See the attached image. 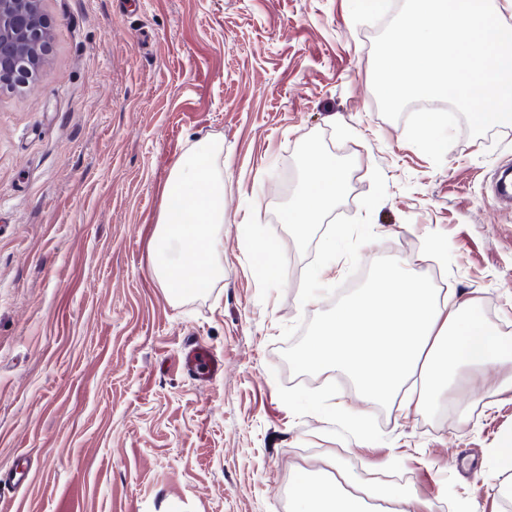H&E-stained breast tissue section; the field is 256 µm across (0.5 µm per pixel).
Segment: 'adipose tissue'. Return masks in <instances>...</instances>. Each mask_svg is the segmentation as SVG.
<instances>
[{"mask_svg":"<svg viewBox=\"0 0 512 512\" xmlns=\"http://www.w3.org/2000/svg\"><path fill=\"white\" fill-rule=\"evenodd\" d=\"M346 170L335 156L310 147L285 223H322L344 196ZM158 224L151 268L169 295L182 299L209 288L222 273V143L196 142L174 163ZM380 281L379 287L361 289L339 303L296 351L294 362L348 375L368 403L409 390V403L418 412L436 408L449 385L463 384V371L512 369V338L481 316L475 298L442 293L396 265L384 267ZM372 500L385 503V512L432 509L404 486L365 488L344 473L332 480L301 471L290 512H370Z\"/></svg>","mask_w":512,"mask_h":512,"instance_id":"obj_1","label":"adipose tissue"}]
</instances>
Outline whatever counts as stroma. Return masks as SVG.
<instances>
[{
    "label": "stroma",
    "mask_w": 512,
    "mask_h": 512,
    "mask_svg": "<svg viewBox=\"0 0 512 512\" xmlns=\"http://www.w3.org/2000/svg\"><path fill=\"white\" fill-rule=\"evenodd\" d=\"M41 76L0 90V473L28 486L0 512H288L298 471L341 468L366 484L406 476L449 512H512L493 450L512 399L489 369L424 413L369 405L293 354L337 302L397 259L474 297L512 336V210L493 174L512 168V127L460 125L442 164L382 116L372 86L381 27L350 0H42ZM224 144L221 278L176 301L150 246L174 162ZM347 162L346 193L298 237L281 214L310 144ZM272 243L280 283L253 278L242 218ZM343 275L307 307L324 239ZM224 372L178 364L187 338ZM361 408L357 437L337 405Z\"/></svg>",
    "instance_id": "1"
}]
</instances>
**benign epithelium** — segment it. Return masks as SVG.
Returning <instances> with one entry per match:
<instances>
[{
  "label": "benign epithelium",
  "instance_id": "1",
  "mask_svg": "<svg viewBox=\"0 0 512 512\" xmlns=\"http://www.w3.org/2000/svg\"><path fill=\"white\" fill-rule=\"evenodd\" d=\"M49 43L40 0H0V88H22L39 74Z\"/></svg>",
  "mask_w": 512,
  "mask_h": 512
}]
</instances>
